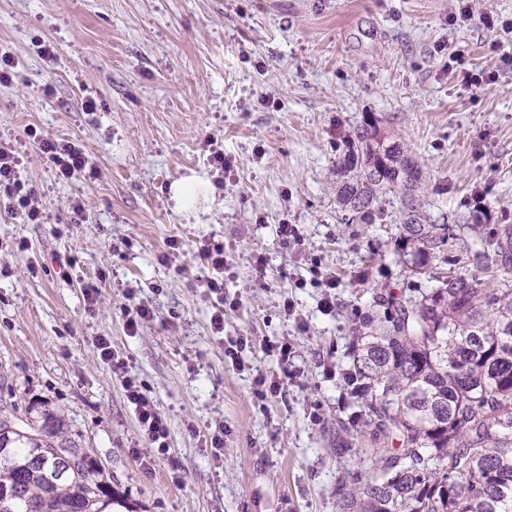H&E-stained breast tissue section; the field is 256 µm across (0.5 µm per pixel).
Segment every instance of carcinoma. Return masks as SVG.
<instances>
[{
    "label": "carcinoma",
    "instance_id": "obj_1",
    "mask_svg": "<svg viewBox=\"0 0 512 512\" xmlns=\"http://www.w3.org/2000/svg\"><path fill=\"white\" fill-rule=\"evenodd\" d=\"M347 156L336 181L344 211L373 224L380 196L392 195L410 261L448 264L466 225L428 220L422 171L403 145L366 119ZM476 262L493 276L512 270V224L498 225ZM434 280L416 299L373 292L354 328L343 381L357 392L338 421L336 454L364 434L377 447L364 449L366 474L339 493V512H512V288L461 271ZM79 449L47 402L22 417L0 412V512H112L101 462Z\"/></svg>",
    "mask_w": 512,
    "mask_h": 512
}]
</instances>
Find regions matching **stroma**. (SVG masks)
<instances>
[{
    "label": "stroma",
    "instance_id": "obj_1",
    "mask_svg": "<svg viewBox=\"0 0 512 512\" xmlns=\"http://www.w3.org/2000/svg\"><path fill=\"white\" fill-rule=\"evenodd\" d=\"M456 5L0 0V51L17 64L0 85V140L17 146L18 175L44 215L22 223L0 194V409L50 401L111 474L119 512H336L332 440L347 413L354 319L374 289L408 297L436 286L397 247L398 201L382 222L342 221L347 136L369 118L400 140L422 166L427 213L468 223L471 252L512 224V32L479 20L512 19V0H473L463 27L448 23ZM43 43L58 60L39 56ZM459 48L495 82L460 86L448 72ZM31 128L78 144L91 171L58 180ZM214 147L233 163L222 180ZM191 174L207 189L184 211L169 189ZM283 224L300 242H282ZM206 242L224 247L220 299L196 258ZM316 267L335 288L314 286ZM89 285L100 290L94 306ZM138 300L152 317L133 335L123 309ZM221 301L230 308L217 336ZM100 336L167 421L170 450L151 469L122 377L97 355ZM239 336L252 346L234 361L224 348ZM267 341L292 346L288 364ZM260 374L279 380L277 393L256 395Z\"/></svg>",
    "mask_w": 512,
    "mask_h": 512
}]
</instances>
